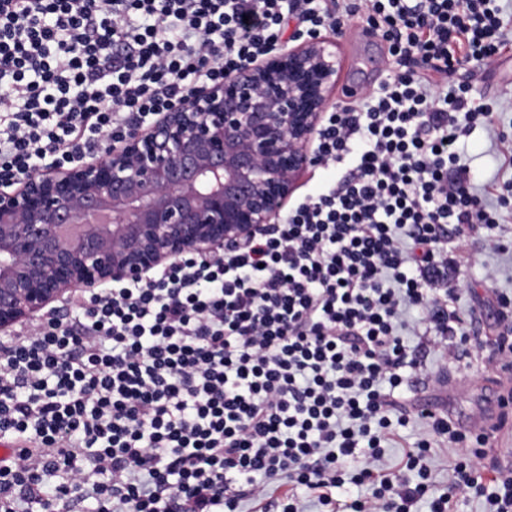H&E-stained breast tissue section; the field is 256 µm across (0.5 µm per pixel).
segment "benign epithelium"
Here are the masks:
<instances>
[{"instance_id": "1", "label": "benign epithelium", "mask_w": 512, "mask_h": 512, "mask_svg": "<svg viewBox=\"0 0 512 512\" xmlns=\"http://www.w3.org/2000/svg\"><path fill=\"white\" fill-rule=\"evenodd\" d=\"M335 44L279 48L132 128L105 156L0 185V333L278 223L317 157Z\"/></svg>"}]
</instances>
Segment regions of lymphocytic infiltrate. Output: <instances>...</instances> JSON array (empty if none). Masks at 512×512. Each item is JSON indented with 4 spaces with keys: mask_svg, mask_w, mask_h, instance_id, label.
Here are the masks:
<instances>
[{
    "mask_svg": "<svg viewBox=\"0 0 512 512\" xmlns=\"http://www.w3.org/2000/svg\"><path fill=\"white\" fill-rule=\"evenodd\" d=\"M296 17L303 36L361 18L388 48L389 76L315 138L339 182L243 249L80 293L1 342L0 439L23 445L0 460V512H512L489 436L406 395L411 335L445 362L512 367V297L493 340L455 308L470 237L512 243V183L479 185L460 153L476 127L512 135L452 81L512 45L500 0H0V179L101 156L280 47ZM352 485L367 491L338 500Z\"/></svg>",
    "mask_w": 512,
    "mask_h": 512,
    "instance_id": "lymphocytic-infiltrate-1",
    "label": "lymphocytic infiltrate"
}]
</instances>
